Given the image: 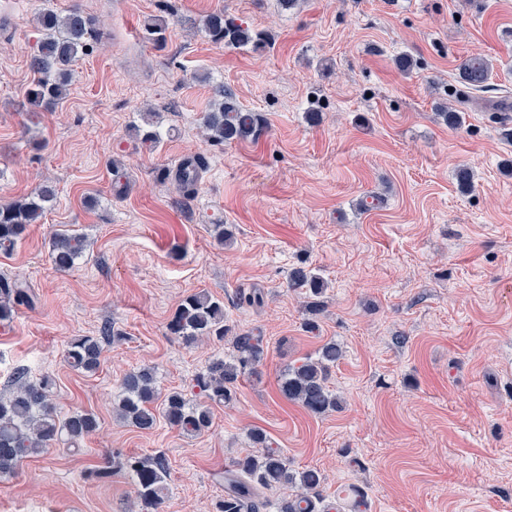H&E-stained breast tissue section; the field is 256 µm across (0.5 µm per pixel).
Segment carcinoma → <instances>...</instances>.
Wrapping results in <instances>:
<instances>
[{"label":"carcinoma","instance_id":"obj_1","mask_svg":"<svg viewBox=\"0 0 512 512\" xmlns=\"http://www.w3.org/2000/svg\"><path fill=\"white\" fill-rule=\"evenodd\" d=\"M38 24L41 37L29 60L35 79L26 94L33 116L65 98L73 79V62L87 52L88 40L99 36L95 19L76 6L60 12L46 10L39 14ZM202 27L218 45H250L258 49L266 43L262 32L243 25L222 10L206 15ZM145 29L154 45L166 42L167 26L162 20H148ZM491 72L490 61L481 55L467 57L458 65L460 81L473 90L484 89ZM200 121L205 140L217 145L255 141L266 127L260 113L245 109L232 92L222 87L217 89V98L202 113ZM202 167L199 156L185 159L175 177L184 199L194 198ZM55 198V186L46 182L26 197L0 204V250L12 251L28 225L39 223L47 204ZM88 247L87 236L80 233L57 230L50 238L51 259L60 271L74 268ZM288 285L309 290L314 297L306 305L309 314L317 315L323 310L318 297L323 293L324 282L317 274L304 266L295 267L289 274ZM30 302L28 288L15 280L0 278V321L10 320L16 306ZM166 329L187 345L204 337L217 342L231 339L232 356L212 360L205 372L196 377V386L216 404L232 402L240 377L255 373L265 357L263 337L249 331H232L224 317V302L207 291L183 297ZM101 355L99 338L78 336L69 343L65 359L72 369L93 373L100 366ZM341 357V347L328 342L317 357L288 367L279 378L281 395L314 415L335 410L339 401L328 388L327 377ZM54 385L49 376L34 381L26 371L19 370L13 376L12 388L0 394V476L13 475L22 459L42 454L55 442L75 445L100 429L98 416L89 411L59 417L52 402ZM159 405L166 421L187 435L200 434L211 425L210 408L191 405L178 390H171L163 400H158L153 368L143 367L125 376L115 407L122 420L139 430H151L157 423ZM250 440L260 452L238 458L234 469L225 472L224 499L217 503L216 512H267L271 508L275 512H331L320 492V472L292 469L288 458L269 446L270 439L262 429L252 430ZM119 468L136 488L139 512H158L167 490L168 468L164 460L159 456L129 455L121 459ZM273 488H291L294 493L273 504L264 495V491Z\"/></svg>","mask_w":512,"mask_h":512}]
</instances>
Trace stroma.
I'll list each match as a JSON object with an SVG mask.
<instances>
[{"instance_id": "35a3bbf8", "label": "stroma", "mask_w": 512, "mask_h": 512, "mask_svg": "<svg viewBox=\"0 0 512 512\" xmlns=\"http://www.w3.org/2000/svg\"><path fill=\"white\" fill-rule=\"evenodd\" d=\"M79 7L102 36L73 65L53 110L26 115L45 9ZM225 10L266 32L264 48L214 44L202 18ZM168 24L157 47L144 23ZM417 62L399 72V53ZM493 63L486 89L458 78L466 56ZM229 88L262 113L258 142L208 145L199 117ZM512 0H0V202L52 181L57 198L13 251L0 277L25 283L33 306L0 321V392L15 370L51 376L59 415H98L101 429L59 444L0 479V512H134L121 472L87 469L117 454L162 456L159 512H216L224 472L263 429L296 470L315 469L326 501L347 487L367 512H512ZM452 107L459 128L436 112ZM319 113L318 124L305 115ZM153 123L157 147L133 127ZM201 156L191 205L172 171ZM474 174L461 191L457 173ZM232 226L231 246L212 227ZM87 235L71 271L50 257L54 231ZM306 264L324 280V310L305 328L306 293L288 285ZM258 288L262 307L239 303ZM223 301L228 324L264 337L267 355L212 425L188 436L158 421L120 420L125 375L149 366L160 392L185 390L232 347L185 345L166 323L187 294ZM105 342L99 370L72 371L70 340ZM336 342L327 384L340 407L321 416L284 399L290 364Z\"/></svg>"}]
</instances>
